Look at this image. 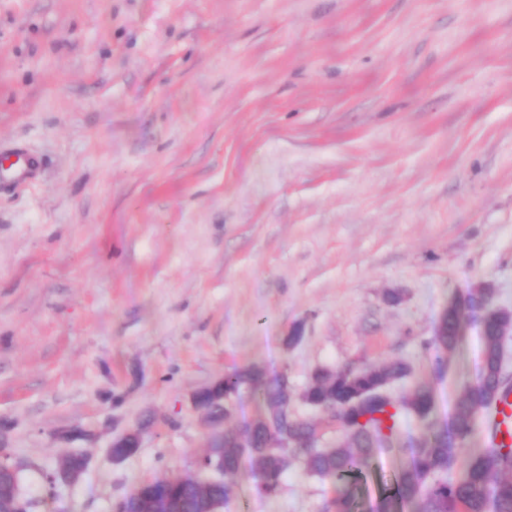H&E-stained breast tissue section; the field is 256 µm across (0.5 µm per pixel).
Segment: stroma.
Masks as SVG:
<instances>
[{
  "instance_id": "1",
  "label": "stroma",
  "mask_w": 512,
  "mask_h": 512,
  "mask_svg": "<svg viewBox=\"0 0 512 512\" xmlns=\"http://www.w3.org/2000/svg\"><path fill=\"white\" fill-rule=\"evenodd\" d=\"M18 146L43 169L0 191V448L36 512L194 471L221 426L193 397L240 367L287 371L317 419L316 372L402 361L390 395L429 385L448 420L479 321L443 373L423 341L471 288L512 312V0H0ZM334 494L246 471L224 512ZM86 457L82 454H71L64 457L57 467L44 476V493L48 498H56L58 495L59 481L57 476L68 473L72 470H79L83 467Z\"/></svg>"
}]
</instances>
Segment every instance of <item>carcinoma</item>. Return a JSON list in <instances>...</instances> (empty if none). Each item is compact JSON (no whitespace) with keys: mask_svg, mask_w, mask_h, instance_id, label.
I'll use <instances>...</instances> for the list:
<instances>
[{"mask_svg":"<svg viewBox=\"0 0 512 512\" xmlns=\"http://www.w3.org/2000/svg\"><path fill=\"white\" fill-rule=\"evenodd\" d=\"M487 288L471 290L463 301L442 313L430 343L439 351L453 350L461 339L468 311L483 309ZM512 323V313L488 310L482 320L484 349L478 378L465 387L450 424H436L434 394L424 384L407 397L395 399L380 392L408 376L404 363L361 370L321 371L304 393L313 407L336 405V413L319 423L290 406L288 374L271 377L254 366L224 374L204 392L199 404L209 416L221 419L230 403L248 390L257 396L256 417L224 430L196 464L206 469L220 463L224 479L203 480L190 472L169 477L167 483H140L115 504V512H223L234 496L235 477L248 463L255 490L275 496L284 475L296 462L306 472L337 486L323 512H363L359 496L380 452H404L408 460L386 486L372 512H512V443L497 440L504 421L500 405L512 394V378L501 364V326ZM414 416L426 432L403 435L401 416ZM339 426L347 440L321 448L323 427ZM86 457L71 454L44 476V493L58 495L57 476L83 467ZM33 501L16 492L12 474L0 472V512H32Z\"/></svg>","mask_w":512,"mask_h":512,"instance_id":"obj_1","label":"carcinoma"}]
</instances>
